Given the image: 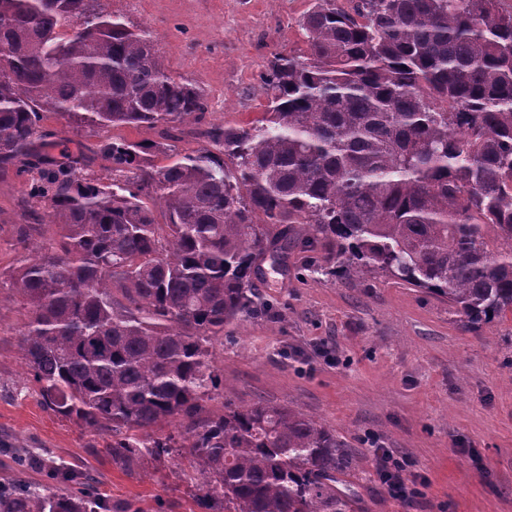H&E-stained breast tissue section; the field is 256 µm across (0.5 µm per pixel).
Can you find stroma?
<instances>
[{"instance_id":"35a3bbf8","label":"stroma","mask_w":512,"mask_h":512,"mask_svg":"<svg viewBox=\"0 0 512 512\" xmlns=\"http://www.w3.org/2000/svg\"><path fill=\"white\" fill-rule=\"evenodd\" d=\"M130 26L148 28L178 80L198 87L211 124L249 127L266 110L262 83L278 54H299L301 20L312 0H102ZM41 125L61 145L78 141L91 173L104 177L99 137L69 117L45 113ZM113 137L155 151L204 147L190 126H122ZM29 183L0 176V270L23 264L20 241ZM255 283L265 310L225 326L211 358L224 387L205 401L209 415L264 401L292 404L343 436L362 459L369 512H512V314L472 328L447 299L397 278L337 272L324 248L288 249L264 258ZM26 320L22 299L0 282V442L49 449L77 466L114 512H202L177 460L145 462L135 475L103 450L101 437L45 408L17 348ZM409 459L420 493L403 503L375 474L371 440Z\"/></svg>"}]
</instances>
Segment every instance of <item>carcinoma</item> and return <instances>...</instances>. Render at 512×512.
<instances>
[{"label": "carcinoma", "instance_id": "1", "mask_svg": "<svg viewBox=\"0 0 512 512\" xmlns=\"http://www.w3.org/2000/svg\"><path fill=\"white\" fill-rule=\"evenodd\" d=\"M349 3L313 0L305 52L263 76L260 124H210L207 147L146 166L143 144L107 132L205 119L150 31L101 0H0V173L30 175L35 223L20 234L42 236L0 271L28 308L27 373L46 408L109 436L104 451L130 471L186 460L208 512H369L352 449L299 408L203 415L220 386L213 340L267 307L265 252L327 243L346 275L397 277L472 324L512 313V6ZM46 112L104 133L108 176L86 173L81 153L50 155ZM171 419L178 436L153 434ZM13 460L67 493L6 481L0 512H112L77 467Z\"/></svg>", "mask_w": 512, "mask_h": 512}]
</instances>
